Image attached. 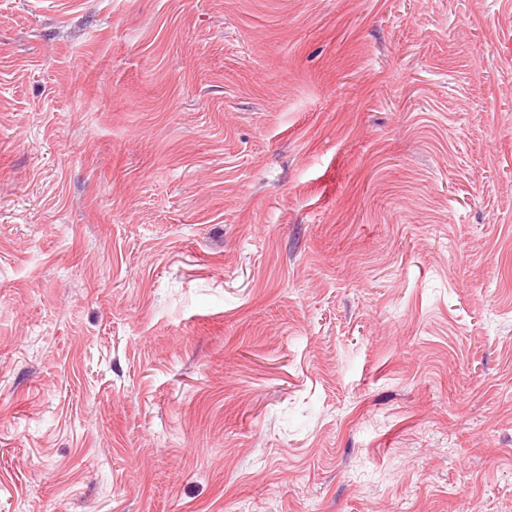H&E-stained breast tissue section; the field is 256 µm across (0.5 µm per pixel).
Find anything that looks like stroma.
Masks as SVG:
<instances>
[{
    "mask_svg": "<svg viewBox=\"0 0 512 512\" xmlns=\"http://www.w3.org/2000/svg\"><path fill=\"white\" fill-rule=\"evenodd\" d=\"M0 512H512V0H0Z\"/></svg>",
    "mask_w": 512,
    "mask_h": 512,
    "instance_id": "obj_1",
    "label": "stroma"
}]
</instances>
